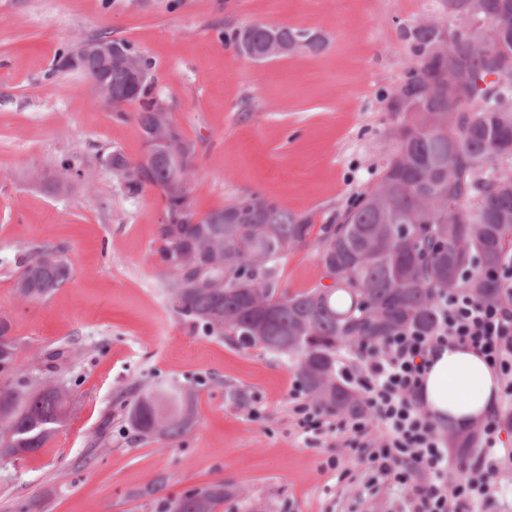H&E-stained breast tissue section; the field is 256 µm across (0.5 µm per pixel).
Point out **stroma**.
<instances>
[{"instance_id":"35a3bbf8","label":"stroma","mask_w":512,"mask_h":512,"mask_svg":"<svg viewBox=\"0 0 512 512\" xmlns=\"http://www.w3.org/2000/svg\"><path fill=\"white\" fill-rule=\"evenodd\" d=\"M447 22L444 0H0V316L18 344L17 374L50 368L70 394L66 424L35 454L0 456V512H165L186 491H232L217 512H401L403 492L372 494L335 435L297 425L295 363L222 336H200L170 310L153 251L162 202L127 197L101 158L145 152L137 104L107 106L88 79L56 71L64 50L107 36L154 63V94L197 146L190 199L200 213L251 192L341 223L394 144L393 102L408 76L409 32ZM288 26L314 46L256 63L237 28ZM80 179L58 188L33 172L61 162ZM63 250L70 279L19 301L15 257ZM280 287L323 284L314 246L277 265ZM195 394L177 439L128 420L147 386Z\"/></svg>"}]
</instances>
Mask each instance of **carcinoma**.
I'll use <instances>...</instances> for the list:
<instances>
[{
    "label": "carcinoma",
    "mask_w": 512,
    "mask_h": 512,
    "mask_svg": "<svg viewBox=\"0 0 512 512\" xmlns=\"http://www.w3.org/2000/svg\"><path fill=\"white\" fill-rule=\"evenodd\" d=\"M512 0H448L443 54L438 34L418 22L411 31L413 59L394 104L395 145L376 181L324 228L316 246L331 281L291 293L279 288L277 262L308 244L311 218L254 192L221 209L198 213L190 188L177 186L172 156L190 183L196 146L141 81L118 63L89 53L80 74L101 80L114 108L140 103L135 120L144 138L163 128L169 142L138 160L112 151L125 192L158 188L166 221L157 224L155 255L169 276L173 312L206 336H227L244 348L259 346L297 362L303 390L322 408L342 415L363 410L361 396L336 372L338 356L393 333L432 328L439 296L458 290L496 302L504 255L512 254V43H496L494 16ZM466 23L454 24L457 17ZM276 39L282 55L305 33L253 24L233 35L237 50L255 60ZM118 54L152 61L133 44L112 40ZM14 292L38 301L66 282L72 268L63 252L44 246L16 261ZM18 344L0 318V455L35 453L63 426L69 392L14 376ZM192 391L176 383L141 391L128 414L144 436L176 438L194 423ZM229 495L217 482L190 490L170 512H192L195 502L216 512Z\"/></svg>",
    "instance_id": "cac0c4a2"
}]
</instances>
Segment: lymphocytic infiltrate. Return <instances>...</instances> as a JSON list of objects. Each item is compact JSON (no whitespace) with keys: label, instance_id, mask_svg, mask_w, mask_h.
<instances>
[{"label":"lymphocytic infiltrate","instance_id":"obj_1","mask_svg":"<svg viewBox=\"0 0 512 512\" xmlns=\"http://www.w3.org/2000/svg\"><path fill=\"white\" fill-rule=\"evenodd\" d=\"M505 298L483 302L459 291L445 295L432 330H402L359 349L342 376L362 394L364 412L330 418L312 402L298 404L303 429L317 434L337 430L349 435L359 461L378 484L412 487L410 512H470L492 502L500 482L494 455L500 444L498 417H489L471 432L479 450L461 471L449 463L448 448L419 399L429 355L437 347L460 344L473 349L499 373L504 401H512V282Z\"/></svg>","mask_w":512,"mask_h":512}]
</instances>
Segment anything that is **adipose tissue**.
Listing matches in <instances>:
<instances>
[{
  "mask_svg": "<svg viewBox=\"0 0 512 512\" xmlns=\"http://www.w3.org/2000/svg\"><path fill=\"white\" fill-rule=\"evenodd\" d=\"M498 375L475 351L451 345L430 356L420 392L435 421L467 428L483 420L496 403Z\"/></svg>",
  "mask_w": 512,
  "mask_h": 512,
  "instance_id": "adipose-tissue-1",
  "label": "adipose tissue"
}]
</instances>
